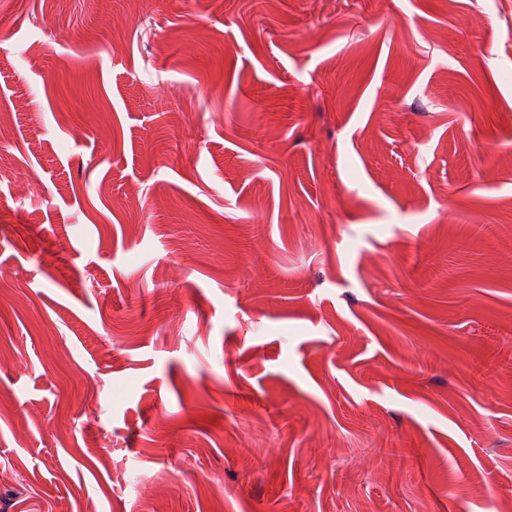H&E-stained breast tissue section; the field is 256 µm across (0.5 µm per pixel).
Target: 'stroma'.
I'll return each mask as SVG.
<instances>
[{
	"mask_svg": "<svg viewBox=\"0 0 512 512\" xmlns=\"http://www.w3.org/2000/svg\"><path fill=\"white\" fill-rule=\"evenodd\" d=\"M0 512H512V0H0Z\"/></svg>",
	"mask_w": 512,
	"mask_h": 512,
	"instance_id": "1",
	"label": "stroma"
}]
</instances>
